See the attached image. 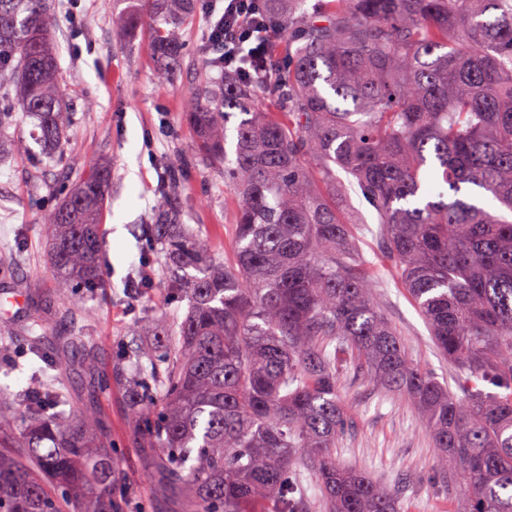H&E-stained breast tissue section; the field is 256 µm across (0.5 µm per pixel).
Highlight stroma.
<instances>
[{
  "mask_svg": "<svg viewBox=\"0 0 512 512\" xmlns=\"http://www.w3.org/2000/svg\"><path fill=\"white\" fill-rule=\"evenodd\" d=\"M51 34L58 51L59 72L66 100L76 111L61 149L60 160L36 157L0 162V321L8 315L11 285L30 280L41 288H56L50 274L47 244L37 230L44 223L47 204L40 201L30 173L39 169L44 184L78 174L89 164L105 161L112 167V191L102 220L105 240L103 277L109 287L95 297L79 293L75 300L90 308L86 333L96 342L97 371L107 374L136 347L128 334L132 324L148 317L183 316L187 299L172 297L162 280L150 292L128 293L127 286L144 265L162 270L164 257L152 250L142 234L150 222L158 194L163 162L186 152L191 135L180 118L189 90L201 75L191 57L197 54L208 27L207 16L186 28L183 38L190 57L169 83L154 79L146 37L129 41L112 31L108 16L112 0H79V11L93 17V27L73 38L67 0H54ZM182 221L206 232L215 255L231 252V204L225 198L224 173L189 162L185 176ZM352 206L368 207L357 187L347 184ZM374 218L356 225L359 245L370 262L380 309L400 333L410 359L432 370L440 380L452 381L454 371L436 350L429 329L401 288L390 263L380 251ZM27 343L13 337L0 342V385L26 389L35 368L26 354ZM74 405L99 403L112 432L115 455L134 494L128 512H156L158 497L151 473L130 435L134 417L119 390L99 391L89 383L87 368L68 361L61 372ZM351 424L336 445V457L373 481L397 489L400 512H457L454 498L438 492L430 478L436 451L422 431L416 408L385 396L366 377L353 373L343 380Z\"/></svg>",
  "mask_w": 512,
  "mask_h": 512,
  "instance_id": "stroma-1",
  "label": "stroma"
}]
</instances>
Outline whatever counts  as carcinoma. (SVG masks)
<instances>
[{
	"instance_id": "1",
	"label": "carcinoma",
	"mask_w": 512,
	"mask_h": 512,
	"mask_svg": "<svg viewBox=\"0 0 512 512\" xmlns=\"http://www.w3.org/2000/svg\"><path fill=\"white\" fill-rule=\"evenodd\" d=\"M266 76L234 63L190 91L194 160L224 166L232 257L166 218L181 167L165 165L146 238L183 318L99 387L126 389L135 447L175 512H399L397 493L341 466L352 367L417 409L436 470L464 512H512V0H270ZM201 0H112V30L144 28L157 81L184 59ZM50 0H0V148L18 113L54 158L71 128ZM237 119L229 126L231 119ZM357 186L399 282L455 369L442 383L381 313L336 172ZM112 168L94 163L41 234L52 277L102 288L101 217ZM194 273H189V270ZM26 322L0 323L56 367L94 341L64 328L44 348L40 292ZM315 477L320 499L302 486ZM130 488L106 418L54 382L0 389V512H127Z\"/></svg>"
}]
</instances>
